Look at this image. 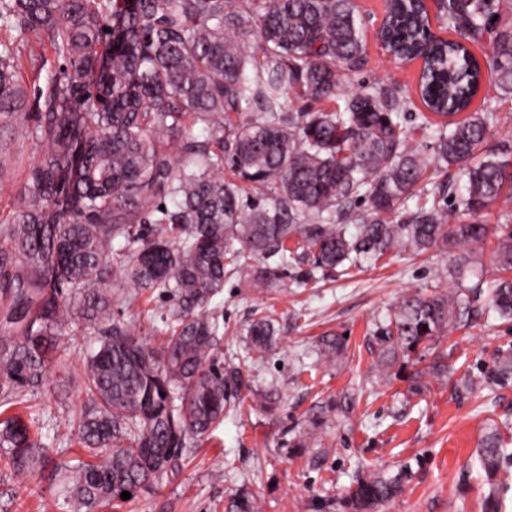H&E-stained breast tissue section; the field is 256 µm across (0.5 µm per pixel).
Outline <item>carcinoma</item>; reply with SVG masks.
Returning <instances> with one entry per match:
<instances>
[{"instance_id":"1","label":"carcinoma","mask_w":512,"mask_h":512,"mask_svg":"<svg viewBox=\"0 0 512 512\" xmlns=\"http://www.w3.org/2000/svg\"><path fill=\"white\" fill-rule=\"evenodd\" d=\"M506 3L446 0L437 20L455 38L441 39L424 0H395L382 36L396 58L422 61V124L439 118L430 159L404 129L413 102L381 86L351 95L341 111L286 112L289 95L330 99L365 64L354 0H0V28L36 36L60 60L39 91L35 125L25 127L41 155L12 216L0 221V450L17 473L27 472L41 441L16 409L66 351L63 330L80 327L99 338L82 360L84 405L69 421L88 460L78 463L66 504L116 512L122 492L134 499L169 482L188 445L224 421L231 392L250 388L243 368L276 345L272 319L261 316L242 363H215L207 305L230 272L267 289L290 260L310 266L308 282L375 263L400 244L460 247L448 268L454 287L406 296L375 336L383 377L403 376L413 391L428 376L452 378L443 353L406 370L418 348L432 349L448 327L471 320L481 288L465 284L466 271L488 235L484 212L512 199V134L488 143L495 113L470 111L482 87L471 46L486 36L494 86L512 95V21L499 20ZM252 31L257 64L242 39ZM19 73V44L0 41L1 118L23 111ZM199 124L205 142L195 140ZM432 163L445 176L440 200L405 207ZM454 170L466 177L465 193L450 207L440 201ZM247 190L266 203L244 205ZM362 196L367 207L354 209ZM140 224L155 225L152 238L141 240ZM118 238L140 246L114 262ZM495 265L488 310L511 320L512 233L499 241ZM113 269L136 292L172 301L160 348L112 319L128 298L112 292ZM345 352L340 336L319 340L324 359ZM482 382L512 386V350ZM508 444L494 428L478 450L489 512L509 489L501 474ZM410 477L406 464L362 474L343 508L379 512ZM224 512L260 506L242 489Z\"/></svg>"}]
</instances>
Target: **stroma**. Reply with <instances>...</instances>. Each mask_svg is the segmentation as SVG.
Returning a JSON list of instances; mask_svg holds the SVG:
<instances>
[{
    "label": "stroma",
    "instance_id": "35a3bbf8",
    "mask_svg": "<svg viewBox=\"0 0 512 512\" xmlns=\"http://www.w3.org/2000/svg\"><path fill=\"white\" fill-rule=\"evenodd\" d=\"M355 5L364 28L366 64L344 77L331 108H344L348 95L377 84L397 85L414 99L417 66L392 63L374 37L384 0H355ZM52 59L46 44L35 45L33 54L23 58L27 124L35 122L37 93L45 84L41 70ZM39 151L13 122L0 121V220L10 215ZM510 212L512 201H500L484 214L491 233L475 262L484 275L494 270L499 238L512 233ZM456 254L453 248L419 252L400 245L377 263L337 271L316 283L306 282L305 266L292 265L279 269L278 286L268 292L227 275L210 304L218 364L239 362L249 324L264 313L274 319L278 345L251 368L242 406L227 404L223 425L193 444L171 481L140 494L119 512H224L225 499L243 488L257 496L261 512H342L341 502L359 474L404 463L412 475L383 512H486L488 486L476 448L490 427L512 434V387L479 386L459 396L451 384L432 380L415 393L408 381L380 379L376 370V328L404 294L427 293L437 284L450 287L445 273ZM169 307L167 298L143 294L131 306L114 308L112 315L132 322L137 336L156 348ZM329 334L343 336L346 344L344 358L334 363L317 355L320 338ZM68 342L64 362L51 366L44 387L31 398L32 429L42 442L40 464L21 479L0 455V512H70L55 466L73 467L83 458L66 423L83 404L75 369L95 337L78 333ZM510 347L512 320L495 317H476L469 326L449 329L441 341L449 365L476 377ZM272 386L279 389L280 402L261 405L260 392ZM344 394L356 399L349 418L328 415L311 446L298 447L310 414Z\"/></svg>",
    "mask_w": 512,
    "mask_h": 512
}]
</instances>
